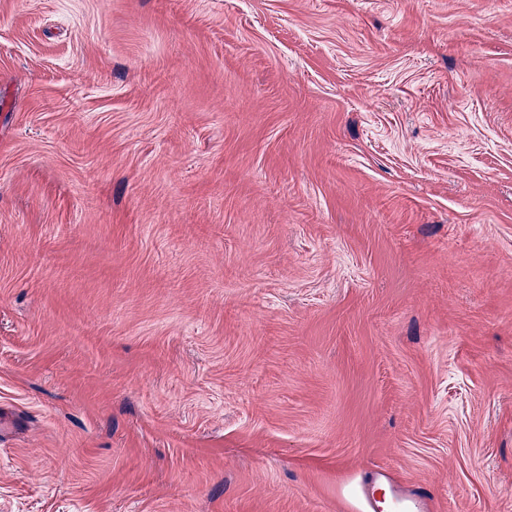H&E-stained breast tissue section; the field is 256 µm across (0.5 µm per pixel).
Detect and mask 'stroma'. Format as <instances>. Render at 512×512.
Listing matches in <instances>:
<instances>
[{
	"instance_id": "obj_1",
	"label": "stroma",
	"mask_w": 512,
	"mask_h": 512,
	"mask_svg": "<svg viewBox=\"0 0 512 512\" xmlns=\"http://www.w3.org/2000/svg\"><path fill=\"white\" fill-rule=\"evenodd\" d=\"M512 512V0H0V512ZM430 501L427 489L420 487L410 494L398 493L392 507L394 512H419L429 510Z\"/></svg>"
}]
</instances>
